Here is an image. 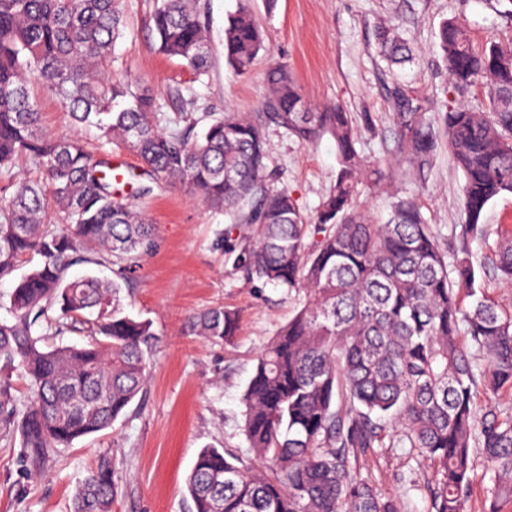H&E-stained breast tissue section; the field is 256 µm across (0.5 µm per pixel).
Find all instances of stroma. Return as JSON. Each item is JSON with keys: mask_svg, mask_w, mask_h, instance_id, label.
I'll return each mask as SVG.
<instances>
[{"mask_svg": "<svg viewBox=\"0 0 512 512\" xmlns=\"http://www.w3.org/2000/svg\"><path fill=\"white\" fill-rule=\"evenodd\" d=\"M200 4L208 15L213 60L208 76L198 79L157 51L151 33L155 0H120L126 29L112 51V70L150 89L158 120L180 111L185 99L194 100L198 112L258 111L264 72L277 60L291 67L312 105L339 103L356 121L371 117L374 129L363 132L357 145L370 159L386 153L385 140L394 129V87L411 88L431 114L459 102L473 108L482 102L481 88L462 93L448 82L438 39L443 21L459 20L478 47L512 40V16L497 0H278L271 11L264 0H252L272 54L240 76L224 59V25L236 0ZM381 24L408 39L411 64L400 68L379 56L375 31ZM33 95L46 134L80 136L94 153L109 154L127 169L122 189L129 203L147 213L155 236L120 292L119 310L150 320L161 344L144 392L111 428L75 441L37 466L27 461L20 436L0 432V512H72L77 485L105 455L120 486L112 512H190L185 481L199 450L246 452L242 397L257 355L293 316L296 299L284 288L248 284L234 271V258L224 251L223 212L189 188L153 182L141 174L135 155L104 143L95 128L75 129L46 90L34 87ZM266 148L278 186L313 212L336 178L335 141L325 137L309 146L272 127ZM462 181L442 144L425 183L397 162L386 167L380 186L361 187L356 203L381 220L394 194L414 195L440 246L451 254L466 247L477 286L512 314V283L498 277L491 251L500 228L512 225V195L490 203L483 238L466 241L458 207ZM216 306L242 313L234 343L193 330V316ZM363 462L382 497L400 495V473L412 471L421 479L428 470L402 448L375 449Z\"/></svg>", "mask_w": 512, "mask_h": 512, "instance_id": "obj_1", "label": "stroma"}]
</instances>
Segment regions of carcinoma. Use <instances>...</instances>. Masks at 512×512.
Masks as SVG:
<instances>
[{
    "label": "carcinoma",
    "mask_w": 512,
    "mask_h": 512,
    "mask_svg": "<svg viewBox=\"0 0 512 512\" xmlns=\"http://www.w3.org/2000/svg\"><path fill=\"white\" fill-rule=\"evenodd\" d=\"M158 50L202 77L210 71L207 19L198 0H157ZM125 28L118 0H0V177L19 159L38 176L13 184L0 202V278L19 259L40 262L10 295L0 321V361L28 381L23 408L0 379V429L19 432L42 462L74 441L112 427L143 393L159 338L147 319L118 309L120 279L151 248L153 225L117 188L106 154L78 137L50 138L30 86L36 79L78 126L132 152L143 174L186 185L224 211L239 233L228 248L249 282L286 288L299 306L256 358L243 396V433L253 461L202 449L187 477L192 512H410V492H428L427 512H465L476 454L488 464L487 512L512 504V412L477 414L482 388L512 392V314L476 287L469 257L448 254L409 195H397L375 222L355 205L358 185L379 182L393 160L423 177L442 132L462 172L463 234L483 233L488 204L512 193V42L476 47L457 21L440 26L448 80L479 86L485 107L457 105L431 121L400 89L394 147L367 160L361 130L343 107L307 102L287 65L268 66L261 111L176 112L162 127L138 82L112 78V50ZM393 64L412 61L393 27L377 31ZM270 54L251 0L224 28V55L239 74ZM313 144L336 142L333 189L313 216L276 184L266 128ZM59 221H48L49 211ZM108 256L117 279L72 277L70 268ZM495 267L512 282V227L494 248ZM59 309L54 317L50 311ZM88 341L54 345L76 324ZM240 315L210 308L196 333L235 341ZM406 448L430 464L427 481L403 479L405 499L381 498L361 459L373 448ZM112 461L102 458L73 496V512H112Z\"/></svg>",
    "instance_id": "1"
}]
</instances>
